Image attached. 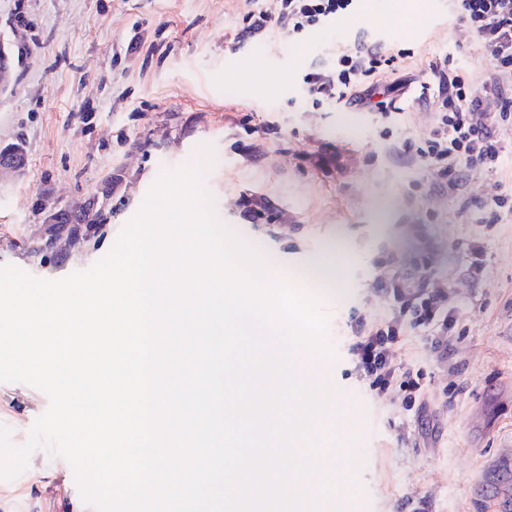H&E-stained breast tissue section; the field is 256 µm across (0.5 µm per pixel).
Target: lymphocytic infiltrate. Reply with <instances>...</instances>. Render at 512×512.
<instances>
[{"label":"lymphocytic infiltrate","instance_id":"1","mask_svg":"<svg viewBox=\"0 0 512 512\" xmlns=\"http://www.w3.org/2000/svg\"><path fill=\"white\" fill-rule=\"evenodd\" d=\"M355 2L274 0L271 7L247 12L239 34L271 42L284 29L289 36L308 37L331 30L339 18L354 11ZM448 7L483 50L481 75H452L446 64L432 63L438 89L434 126L426 138L406 140L400 150L408 163L439 174L435 189L443 194L462 191L483 174L498 172L505 151L499 133L512 129V0H448ZM410 57L409 50L388 51L377 41L340 44L334 73L310 68L302 77V90L316 103L337 99L357 109L383 112L402 84L400 74ZM492 95L502 100L499 111L484 108ZM372 288L393 306L384 317L354 321L351 360L378 398L410 411L429 395L431 383L404 354L419 341L437 362L447 364L460 307L429 253L381 264Z\"/></svg>","mask_w":512,"mask_h":512}]
</instances>
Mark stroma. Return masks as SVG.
<instances>
[{"instance_id":"stroma-1","label":"stroma","mask_w":512,"mask_h":512,"mask_svg":"<svg viewBox=\"0 0 512 512\" xmlns=\"http://www.w3.org/2000/svg\"><path fill=\"white\" fill-rule=\"evenodd\" d=\"M268 0H0V41L15 30L27 50L15 82L0 93V146L21 144L27 164L0 179V266L56 280L90 268L115 244L160 175L198 162L211 146L204 179L217 217L276 260L279 275L298 273L335 243L345 279L321 303L333 384L354 412L365 461L362 493L343 488L347 512H504L512 490L487 493L495 470L512 468V220L487 232L480 212L457 195L431 190L435 178L408 165L396 148L425 137L434 123L429 62L449 71L476 66L481 48L448 12V0H360L334 30L272 51L237 39L242 17ZM375 33L385 47L410 50L411 84L403 110L384 114L335 101L314 104L303 74L328 68L327 47ZM335 156L315 166L316 154ZM269 201L272 220L244 221L239 201ZM90 199L100 223H47ZM480 239L488 259L472 278L462 244ZM437 253V273L459 297L461 322L446 375L415 344L414 367L431 376L435 397L419 411L378 401L354 369L350 324L381 317L386 303L370 285L385 258ZM49 398L23 383L0 382V424L24 444ZM0 512H93L69 463L35 451L26 469L0 479Z\"/></svg>"}]
</instances>
